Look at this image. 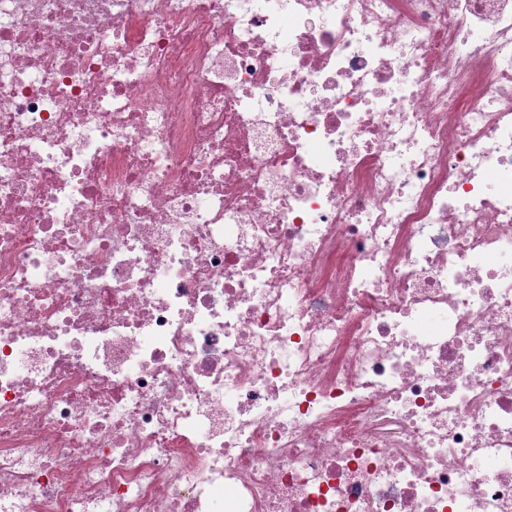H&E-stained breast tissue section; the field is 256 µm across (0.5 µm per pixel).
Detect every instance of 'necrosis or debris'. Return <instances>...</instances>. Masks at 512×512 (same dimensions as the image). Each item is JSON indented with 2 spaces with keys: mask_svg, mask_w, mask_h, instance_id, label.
<instances>
[{
  "mask_svg": "<svg viewBox=\"0 0 512 512\" xmlns=\"http://www.w3.org/2000/svg\"><path fill=\"white\" fill-rule=\"evenodd\" d=\"M0 512H512V0H0Z\"/></svg>",
  "mask_w": 512,
  "mask_h": 512,
  "instance_id": "4bbe7bcc",
  "label": "necrosis or debris"
}]
</instances>
